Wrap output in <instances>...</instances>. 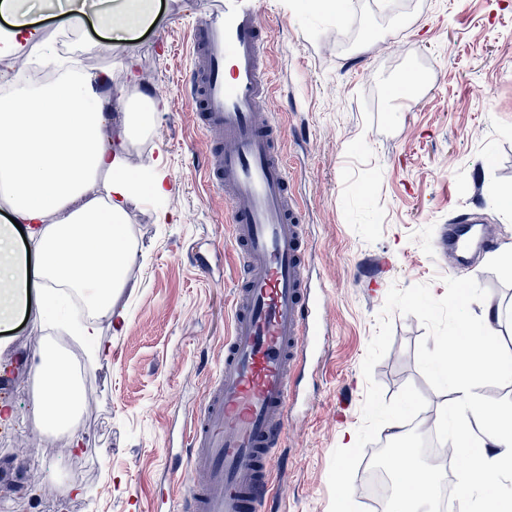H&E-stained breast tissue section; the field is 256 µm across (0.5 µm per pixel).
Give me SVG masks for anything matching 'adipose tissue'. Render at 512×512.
<instances>
[{
	"label": "adipose tissue",
	"instance_id": "ef3b65f1",
	"mask_svg": "<svg viewBox=\"0 0 512 512\" xmlns=\"http://www.w3.org/2000/svg\"><path fill=\"white\" fill-rule=\"evenodd\" d=\"M86 0H0V56L37 40L33 10L65 8L68 24L81 29L87 19ZM99 22L116 34L146 25L150 0H95ZM111 79L87 72L66 75L56 85L19 90L0 96V183L6 187L9 222L0 224V326H8L40 286L39 304L54 309L59 289L90 292L103 317L112 314V298L124 286L123 271L135 259L125 234L126 203L150 191L165 196L162 173L143 181L126 154V144L149 124L145 112L131 113L116 137L104 138L101 128L110 108ZM36 241L39 255L29 263L17 249L18 230ZM500 306L485 303L481 324L460 320L452 341L443 343L448 359L436 369L456 386L448 415L435 423L450 430L452 452L470 467L462 482L465 503L512 512V496H501V480L512 479V430L499 423L474 432L472 421L483 411L474 388L479 378L503 374L496 353ZM40 371L48 379L33 413L41 422L69 425L76 414L77 387L56 358L43 357ZM397 492L388 512H428L437 493L436 479L423 473L411 449H400L387 461Z\"/></svg>",
	"mask_w": 512,
	"mask_h": 512
}]
</instances>
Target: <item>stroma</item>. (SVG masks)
I'll list each match as a JSON object with an SVG mask.
<instances>
[{
    "mask_svg": "<svg viewBox=\"0 0 512 512\" xmlns=\"http://www.w3.org/2000/svg\"><path fill=\"white\" fill-rule=\"evenodd\" d=\"M197 0H153L158 18L104 55L108 34L78 36L77 65L138 81L114 92L103 127L122 124L135 94L157 102L149 134L129 146L139 169L161 164L171 187L127 206L136 260L95 354L73 312L20 313L0 332V512H173L181 491L171 458L189 415L224 363L239 274L231 209L203 170L209 143L195 124L184 81ZM274 45L269 112L284 132L288 175L304 207L332 336L318 372L301 387L309 414L277 448L270 512H329L332 452L352 446L362 421V374L391 285L474 278L489 302L512 310V0H340L328 13L310 0H256ZM462 213L481 217L497 242L449 268L435 253L439 229ZM392 342L374 379L385 399L408 384L427 405L416 439L452 393L435 391L416 359L425 329L391 313ZM60 357L91 401L77 428H57L47 448L32 414L45 353ZM486 422H512V379L482 378Z\"/></svg>",
    "mask_w": 512,
    "mask_h": 512,
    "instance_id": "1",
    "label": "stroma"
}]
</instances>
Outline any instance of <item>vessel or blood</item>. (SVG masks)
<instances>
[{"instance_id": "b4317fda", "label": "vessel or blood", "mask_w": 512, "mask_h": 512, "mask_svg": "<svg viewBox=\"0 0 512 512\" xmlns=\"http://www.w3.org/2000/svg\"><path fill=\"white\" fill-rule=\"evenodd\" d=\"M191 30L198 67L188 104L216 147L205 175L231 207L241 282L224 365L192 411L181 454L180 512H264L271 459L294 423L299 377L319 364L329 335L326 293L314 279L302 202L288 179L281 131L261 106L273 93L271 51L255 0L199 4ZM470 217L453 219L437 253L456 259Z\"/></svg>"}]
</instances>
